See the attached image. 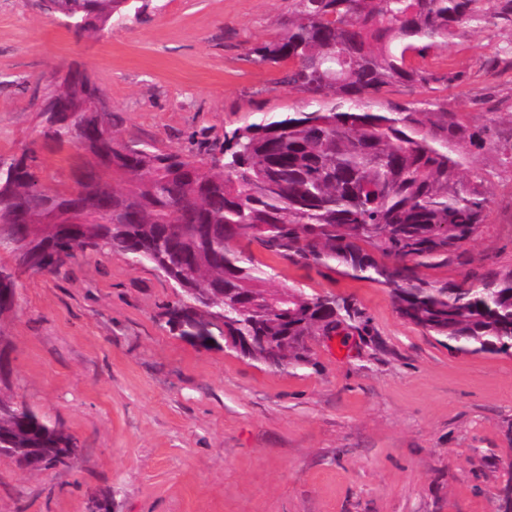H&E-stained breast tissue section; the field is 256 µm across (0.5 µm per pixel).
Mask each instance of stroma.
Returning <instances> with one entry per match:
<instances>
[{
  "label": "stroma",
  "mask_w": 512,
  "mask_h": 512,
  "mask_svg": "<svg viewBox=\"0 0 512 512\" xmlns=\"http://www.w3.org/2000/svg\"><path fill=\"white\" fill-rule=\"evenodd\" d=\"M291 0H148L139 17L76 40L37 0H0V161L29 152L48 190L74 186L82 151L45 141L52 72H89L120 140L204 156L226 132L304 109L279 71L250 61ZM505 29H464L425 67L465 72L457 87L395 84L382 99L437 93L471 123L512 117V69L487 61ZM473 263L512 268V173L498 152ZM274 284L348 298L362 331L317 335L310 362L270 368L172 330L173 288L119 252L80 253L27 274L0 317V392L61 425L82 450L29 470L0 458V512H494L512 472V356L457 352L399 317L387 288L274 261Z\"/></svg>",
  "instance_id": "1"
}]
</instances>
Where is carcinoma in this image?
I'll return each instance as SVG.
<instances>
[{"label": "carcinoma", "instance_id": "obj_1", "mask_svg": "<svg viewBox=\"0 0 512 512\" xmlns=\"http://www.w3.org/2000/svg\"><path fill=\"white\" fill-rule=\"evenodd\" d=\"M278 35L250 49L254 61L285 66L280 84L307 95L310 111L264 115L224 134L204 161L122 142L112 113L92 112L84 87L56 83L51 96L74 116L43 126L64 145L83 134L88 165L79 224H58L71 203L51 192L21 156L0 169V235L47 256L57 271L79 252L128 255L152 264L184 319L221 318L228 336H268L243 357L282 367L310 362V337L367 326L363 311L331 293L275 288L273 268L252 250L390 290L399 315L465 353L512 355V269L477 268L459 282L421 277L448 263L486 223L489 174L472 154L492 130L465 123L448 105L379 101L393 84L459 85L416 59L467 27L512 30V0H291ZM46 14L77 23L79 39L125 23L139 0H43ZM18 285L0 278V316ZM0 458L54 468L77 447L62 426L0 394Z\"/></svg>", "mask_w": 512, "mask_h": 512}]
</instances>
